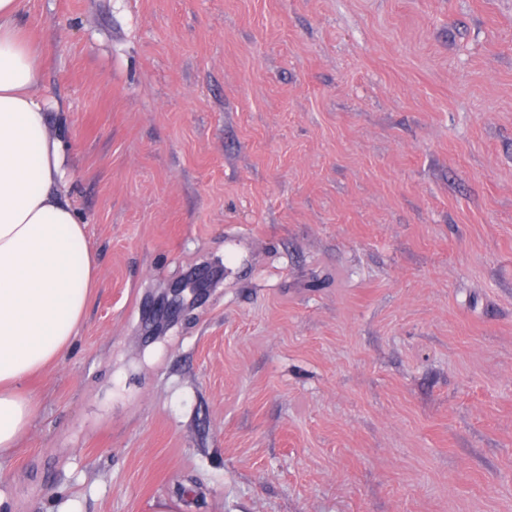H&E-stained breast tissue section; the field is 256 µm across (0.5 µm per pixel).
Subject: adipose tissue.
Wrapping results in <instances>:
<instances>
[{
	"label": "adipose tissue",
	"instance_id": "adipose-tissue-1",
	"mask_svg": "<svg viewBox=\"0 0 512 512\" xmlns=\"http://www.w3.org/2000/svg\"><path fill=\"white\" fill-rule=\"evenodd\" d=\"M0 0V452L28 430V378L75 342L97 283L84 226L60 190L65 146L49 138L43 47Z\"/></svg>",
	"mask_w": 512,
	"mask_h": 512
}]
</instances>
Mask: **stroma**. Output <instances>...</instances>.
Wrapping results in <instances>:
<instances>
[{"label":"stroma","instance_id":"stroma-1","mask_svg":"<svg viewBox=\"0 0 512 512\" xmlns=\"http://www.w3.org/2000/svg\"><path fill=\"white\" fill-rule=\"evenodd\" d=\"M98 264L0 512H512V0H24ZM224 278L159 339L168 282Z\"/></svg>","mask_w":512,"mask_h":512}]
</instances>
